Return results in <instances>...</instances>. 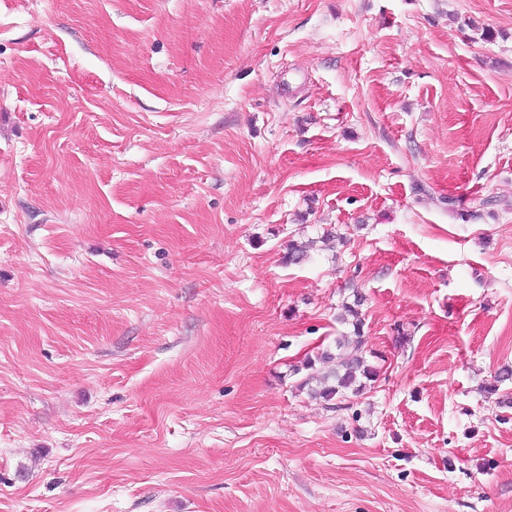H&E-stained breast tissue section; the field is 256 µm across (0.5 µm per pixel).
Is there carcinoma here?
<instances>
[{
  "label": "carcinoma",
  "mask_w": 512,
  "mask_h": 512,
  "mask_svg": "<svg viewBox=\"0 0 512 512\" xmlns=\"http://www.w3.org/2000/svg\"><path fill=\"white\" fill-rule=\"evenodd\" d=\"M315 245L316 241L313 239L304 242L288 241L282 262L288 265L303 263L310 258V252ZM362 305L363 297L357 295L353 302L342 304V312L337 316L340 323L353 327V335L334 338V345L339 349L347 347L349 351L335 355L328 349L319 350L314 355H305L301 365L296 368L298 373L303 369L310 371V374L301 381L300 387L308 389L312 397L329 403L350 392L359 393L366 387L367 382L376 378L377 369L369 364L363 355V322L360 310ZM318 361H334L336 367L329 373L317 376L311 373V370ZM509 382H512V367L505 366L494 375L493 381L485 386V392L494 395L499 392L501 386Z\"/></svg>",
  "instance_id": "cac0c4a2"
}]
</instances>
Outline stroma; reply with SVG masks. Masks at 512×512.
I'll use <instances>...</instances> for the list:
<instances>
[{
  "label": "stroma",
  "mask_w": 512,
  "mask_h": 512,
  "mask_svg": "<svg viewBox=\"0 0 512 512\" xmlns=\"http://www.w3.org/2000/svg\"><path fill=\"white\" fill-rule=\"evenodd\" d=\"M504 366L512 0H0V512H512ZM315 240L308 239L304 242L290 240L288 242L287 251L282 256V261L288 265H298L310 258V252L316 245ZM352 303H343L342 312L337 320L342 324H351L353 336H336L333 342L336 348H350V352H341L338 356L328 348L320 349L314 355L306 354L301 365L297 366L295 373L301 370H313L317 361L330 362L336 360V367L329 373L316 376L307 374L300 383V388H307L309 394L315 399H322L328 403L336 398L345 397L349 392L358 394L366 387L367 382L374 381L377 369L368 363L363 355L362 313L363 297L354 295Z\"/></svg>",
  "instance_id": "1"
}]
</instances>
